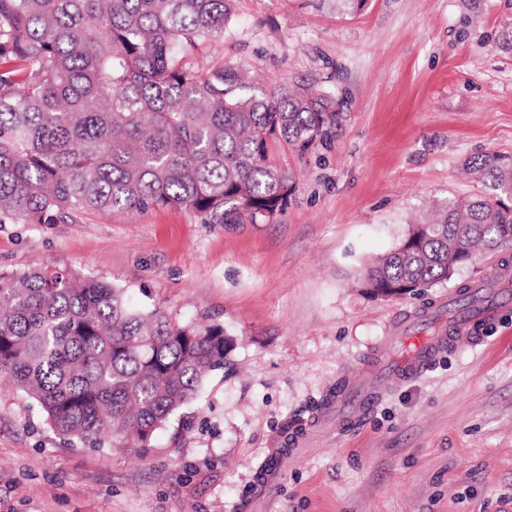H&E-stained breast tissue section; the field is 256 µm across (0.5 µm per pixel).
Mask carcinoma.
<instances>
[{"label": "carcinoma", "mask_w": 512, "mask_h": 512, "mask_svg": "<svg viewBox=\"0 0 512 512\" xmlns=\"http://www.w3.org/2000/svg\"><path fill=\"white\" fill-rule=\"evenodd\" d=\"M230 2L0 0V224L165 207L259 224L283 211L293 175L269 143L328 137L336 103L250 93L237 68L201 64ZM477 172L488 195L408 230L369 272L373 290L414 295L512 239V163L488 155ZM230 344L220 323L136 311L96 279L0 276V378L73 443L143 456Z\"/></svg>", "instance_id": "cac0c4a2"}]
</instances>
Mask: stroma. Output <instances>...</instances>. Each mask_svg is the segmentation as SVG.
Here are the masks:
<instances>
[{
	"label": "stroma",
	"mask_w": 512,
	"mask_h": 512,
	"mask_svg": "<svg viewBox=\"0 0 512 512\" xmlns=\"http://www.w3.org/2000/svg\"><path fill=\"white\" fill-rule=\"evenodd\" d=\"M207 56L258 90L328 96L336 126L271 145L297 186L265 224L181 208L0 224V273L97 278L232 340L141 458L63 439L0 380V512H512V300L375 384L401 337L447 335L460 286L495 294L512 241L415 296L365 286L430 201L486 193L477 159L512 160V0H233ZM361 391L376 404L359 413Z\"/></svg>",
	"instance_id": "stroma-1"
}]
</instances>
